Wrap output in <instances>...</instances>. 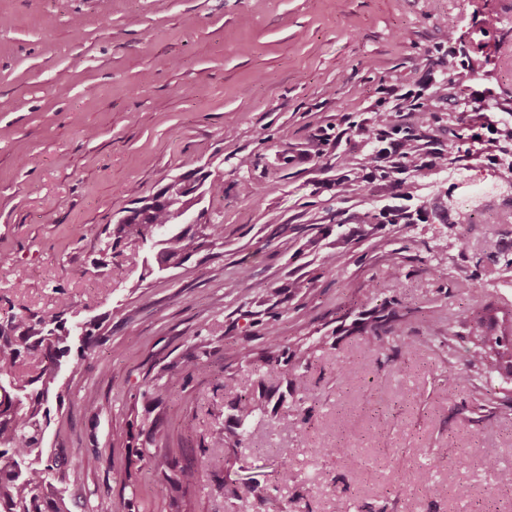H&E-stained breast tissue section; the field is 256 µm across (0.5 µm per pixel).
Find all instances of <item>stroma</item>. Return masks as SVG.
<instances>
[{
	"label": "stroma",
	"instance_id": "stroma-1",
	"mask_svg": "<svg viewBox=\"0 0 512 512\" xmlns=\"http://www.w3.org/2000/svg\"><path fill=\"white\" fill-rule=\"evenodd\" d=\"M451 72L457 84L430 100ZM476 79L486 109L464 126ZM404 96L428 108L403 131L433 135L449 157L424 166L408 198L363 163L394 143L370 134ZM509 128L512 0H0V316L67 297L105 336L71 355L43 438L72 512H512V489L482 466L492 454L512 470V377L462 363L466 313L512 326V223L492 221L504 198L473 217L455 203L459 173H492L512 153ZM325 147L327 169L314 159ZM193 169L224 181L205 201L223 245L161 275L133 245L104 253L123 208ZM382 209L411 221L363 223ZM297 278L309 282L298 293ZM382 309L408 313L410 357L357 331ZM272 328L291 351L320 341L282 406L304 430L257 421L240 447L216 446L236 391L275 383L240 358L261 355ZM197 353L205 372L150 404L144 390ZM485 396L492 408L476 411ZM337 444L347 457L325 455ZM285 447L294 479L275 505L245 491L225 502L227 469ZM153 453L199 470L179 501Z\"/></svg>",
	"mask_w": 512,
	"mask_h": 512
}]
</instances>
